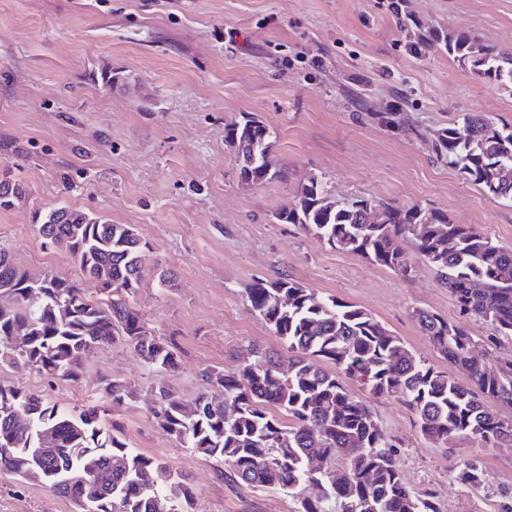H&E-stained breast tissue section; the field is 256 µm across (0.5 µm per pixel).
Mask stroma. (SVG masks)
<instances>
[{
	"label": "stroma",
	"mask_w": 512,
	"mask_h": 512,
	"mask_svg": "<svg viewBox=\"0 0 512 512\" xmlns=\"http://www.w3.org/2000/svg\"><path fill=\"white\" fill-rule=\"evenodd\" d=\"M425 29L464 30L512 54V0H0V172L26 185L25 201L0 208V247L39 274L77 280L63 251L41 244L34 211L61 205L132 225L148 244L136 306L153 335L181 350L166 382L183 400L204 390V368L234 372L243 348L280 349L249 308L254 281L285 277L323 297L358 305L414 353L458 381L412 316L424 309L480 338L487 364L512 360V337L458 309L413 247L404 276L332 247L273 215L298 183L317 178L342 200L445 211L512 248V206L437 162L427 141L369 120L400 104L406 123L435 133L479 112L512 126V86L492 85L447 52L405 49L403 19ZM116 79L105 83L102 75ZM359 92L366 111L352 107ZM277 133L288 177L248 185L224 127L249 118ZM174 273L159 286L157 268ZM139 392L112 413L129 447L169 460L199 512H300L315 487L252 489L162 432L151 413L155 374L118 342L83 359L78 380L0 364V384L62 410L104 404L102 381ZM398 446L397 464L417 492L433 490L439 512H500L512 489V447L470 440L438 448L400 401L365 394ZM476 457L490 482L456 483V463ZM0 512H73L45 486L0 473Z\"/></svg>",
	"instance_id": "1"
}]
</instances>
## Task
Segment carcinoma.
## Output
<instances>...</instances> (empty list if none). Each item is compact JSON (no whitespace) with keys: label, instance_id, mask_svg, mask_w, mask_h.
Here are the masks:
<instances>
[{"label":"carcinoma","instance_id":"1","mask_svg":"<svg viewBox=\"0 0 512 512\" xmlns=\"http://www.w3.org/2000/svg\"><path fill=\"white\" fill-rule=\"evenodd\" d=\"M437 47L488 83H512V54H502L465 32L430 31L409 37L406 50L420 56ZM368 117L424 140L395 112ZM276 133L255 118L224 126L242 181L282 180L287 170L273 154ZM436 161L456 168L488 196L512 204V126L499 127L468 113L431 139ZM27 195L25 184L0 175V208ZM281 224H298L327 244L374 265L411 271L401 243L409 241L435 270L460 312L512 336V250L473 226L419 205L390 207L363 198L333 197L313 178L297 185L292 206L277 211ZM46 246L64 250L92 293L75 281L50 275L33 283L31 272L0 248V363L34 368L53 378L76 380L83 358L95 348L124 342L160 376L152 416L181 446L215 460L241 486L293 490L313 481L320 494L302 512H438L434 492L417 493L397 465L398 445L344 380L372 395H387L415 414L421 436L442 448L460 439L483 448L512 445V421L491 409L512 404V360L492 367L470 356L478 342L463 327L425 310L414 312L434 350L467 374L462 383L418 357L367 310L321 298L285 277L261 280L246 292L251 310L285 345L292 368L278 369L279 354L249 346L235 372L202 371L207 388L192 401L196 415L162 376L179 366V348L153 336L134 298L142 285L147 243L128 224L60 206L34 220ZM27 336L12 346L13 331ZM109 406L60 410L34 393L0 385V472L37 482L70 499L75 512H195V495L163 458L130 448L107 419L135 399L134 387L103 380ZM239 402L227 417L224 400ZM42 449L41 455L35 449ZM320 454L327 472L312 474L309 457ZM458 483L484 486L489 475L478 459L455 469Z\"/></svg>","mask_w":512,"mask_h":512}]
</instances>
